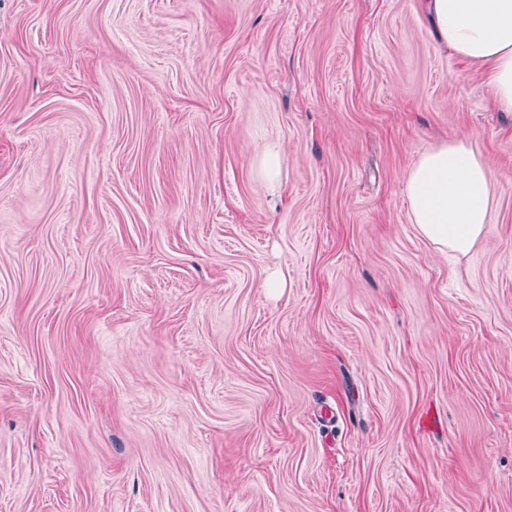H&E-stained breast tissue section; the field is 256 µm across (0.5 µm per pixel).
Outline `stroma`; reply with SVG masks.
Listing matches in <instances>:
<instances>
[{
  "label": "stroma",
  "instance_id": "stroma-1",
  "mask_svg": "<svg viewBox=\"0 0 512 512\" xmlns=\"http://www.w3.org/2000/svg\"><path fill=\"white\" fill-rule=\"evenodd\" d=\"M0 512H512V112L421 0H0ZM404 191L413 224L441 250L464 256L487 231L489 173L465 138L424 152L408 172ZM281 163V150L276 146H269L259 159L258 165L261 176L267 181H274L279 175Z\"/></svg>",
  "mask_w": 512,
  "mask_h": 512
}]
</instances>
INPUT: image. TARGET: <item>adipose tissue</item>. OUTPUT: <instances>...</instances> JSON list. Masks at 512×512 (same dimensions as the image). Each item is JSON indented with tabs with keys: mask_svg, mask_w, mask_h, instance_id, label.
Masks as SVG:
<instances>
[{
	"mask_svg": "<svg viewBox=\"0 0 512 512\" xmlns=\"http://www.w3.org/2000/svg\"><path fill=\"white\" fill-rule=\"evenodd\" d=\"M437 36L456 55L487 69L496 106L512 112V0H426ZM404 191L413 224L427 240L468 254L489 224V173L466 139L443 142L408 172Z\"/></svg>",
	"mask_w": 512,
	"mask_h": 512,
	"instance_id": "1",
	"label": "adipose tissue"
}]
</instances>
